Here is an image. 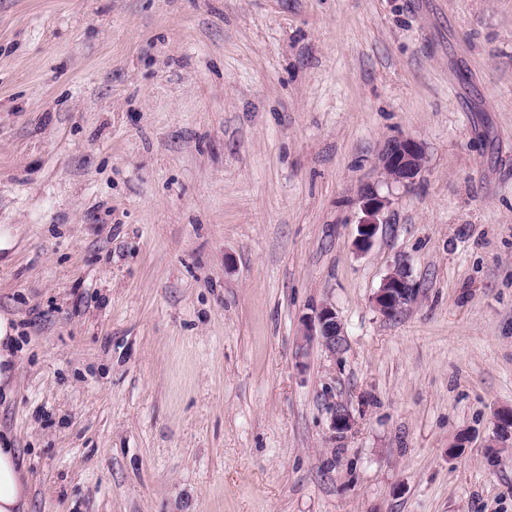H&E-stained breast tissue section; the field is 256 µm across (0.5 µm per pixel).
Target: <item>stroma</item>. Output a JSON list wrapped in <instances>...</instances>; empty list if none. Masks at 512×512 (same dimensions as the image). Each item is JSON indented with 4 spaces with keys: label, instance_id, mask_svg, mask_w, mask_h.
Masks as SVG:
<instances>
[{
    "label": "stroma",
    "instance_id": "stroma-1",
    "mask_svg": "<svg viewBox=\"0 0 512 512\" xmlns=\"http://www.w3.org/2000/svg\"><path fill=\"white\" fill-rule=\"evenodd\" d=\"M0 313L27 512H512V0H0ZM425 162L423 144L409 137L388 140L378 155L379 167L391 185H412L424 169ZM358 204L364 216L358 224L356 247L363 251L372 245L381 224H387L385 213L390 207V199L373 186H366L359 191ZM414 294H416V288L409 277L404 275L402 265L399 263L383 279L381 287L374 296V303L381 313L391 316L409 303ZM345 339L344 329L335 309L327 304L322 305L317 309L313 319L310 317L303 325L298 345V358L302 359L314 343L336 353L342 350ZM13 317L0 314V394L8 396L11 393V378L15 370L16 358L12 355L14 348L15 330L12 326Z\"/></svg>",
    "mask_w": 512,
    "mask_h": 512
}]
</instances>
